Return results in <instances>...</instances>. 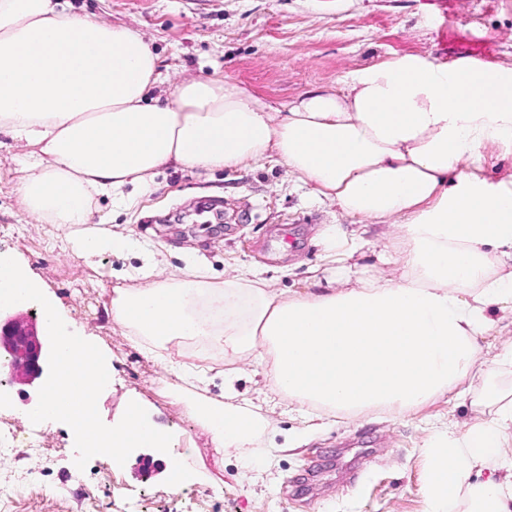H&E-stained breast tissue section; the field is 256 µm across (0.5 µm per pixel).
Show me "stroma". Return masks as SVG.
I'll list each match as a JSON object with an SVG mask.
<instances>
[{
	"mask_svg": "<svg viewBox=\"0 0 512 512\" xmlns=\"http://www.w3.org/2000/svg\"><path fill=\"white\" fill-rule=\"evenodd\" d=\"M77 12L106 25L138 31L160 57L167 96L180 82L217 77L246 86L280 108L306 91L335 85L348 71L393 54L449 63L473 57L512 63V0H69ZM28 149L0 134V252L16 254L63 307L72 331L93 338L112 356V389L100 418L112 424L129 396L141 398L188 449L185 464L199 481L173 490L158 477L150 448L135 449L120 467L91 459L82 482L68 480L74 434L47 426L60 454L40 464L17 449L13 464L29 473L14 512H426L429 463L425 443L442 425L464 427L470 396L453 389L403 414L368 412L335 417L310 433L288 397L270 398L264 367L252 355L235 366V389L268 419L249 450L225 449L223 466L205 429L191 420L179 372L147 357L110 318L116 287L132 286L136 253L76 255L66 235L27 215L18 199ZM103 222L124 227L139 247L166 252L170 264L203 259L216 281L249 270L280 292L306 291L325 277L320 237L328 225L365 240L353 258L358 277L393 278L380 254L403 250L401 218L352 216L318 199L276 156L236 169L165 168L150 192L126 210L98 200ZM296 448H289V441ZM323 468L310 477L308 463Z\"/></svg>",
	"mask_w": 512,
	"mask_h": 512,
	"instance_id": "1",
	"label": "stroma"
}]
</instances>
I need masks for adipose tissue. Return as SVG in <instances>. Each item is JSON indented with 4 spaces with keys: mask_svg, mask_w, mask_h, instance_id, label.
I'll list each match as a JSON object with an SVG mask.
<instances>
[{
    "mask_svg": "<svg viewBox=\"0 0 512 512\" xmlns=\"http://www.w3.org/2000/svg\"><path fill=\"white\" fill-rule=\"evenodd\" d=\"M159 57L139 32L99 24L59 0H0V134L25 142L24 210L64 230L93 259L135 246L95 224L96 201L134 203L165 167L232 169L279 156L316 196L347 214L406 216L399 274L339 288L357 245L323 241L333 276L306 292L266 288L257 272L217 282L198 262L169 270L146 252L138 284L111 302L144 351L201 379L170 344L205 339L232 393L241 355L264 349L271 391L306 422L402 414L467 383L475 419L425 443L427 512H512V347L494 365L479 340L512 311V189L481 177L483 150L512 153V65L395 55L308 91L287 111L220 78L166 98ZM216 450L251 447L268 422L248 402L193 401Z\"/></svg>",
    "mask_w": 512,
    "mask_h": 512,
    "instance_id": "obj_1",
    "label": "adipose tissue"
}]
</instances>
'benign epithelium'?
I'll use <instances>...</instances> for the list:
<instances>
[{
    "instance_id": "7a95c632",
    "label": "benign epithelium",
    "mask_w": 512,
    "mask_h": 512,
    "mask_svg": "<svg viewBox=\"0 0 512 512\" xmlns=\"http://www.w3.org/2000/svg\"><path fill=\"white\" fill-rule=\"evenodd\" d=\"M24 365V374L14 382L31 387L40 386L49 373L50 346L42 343L32 325L6 318L0 319V353Z\"/></svg>"
}]
</instances>
